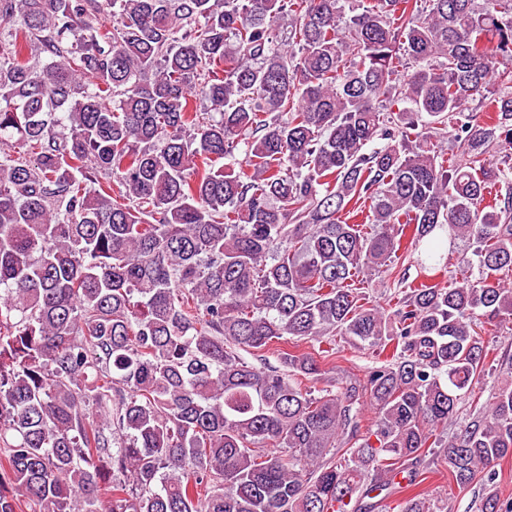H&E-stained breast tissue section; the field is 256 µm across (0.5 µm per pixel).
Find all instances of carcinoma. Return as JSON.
Here are the masks:
<instances>
[{"label":"carcinoma","mask_w":512,"mask_h":512,"mask_svg":"<svg viewBox=\"0 0 512 512\" xmlns=\"http://www.w3.org/2000/svg\"><path fill=\"white\" fill-rule=\"evenodd\" d=\"M499 141L512 0H0V512H349L431 448L493 481L511 370L438 430L485 373L479 317L512 316ZM408 229L430 260L471 240L478 276L430 264L387 317L356 282ZM337 336L392 354L314 391ZM303 341L327 347L240 355Z\"/></svg>","instance_id":"obj_1"}]
</instances>
